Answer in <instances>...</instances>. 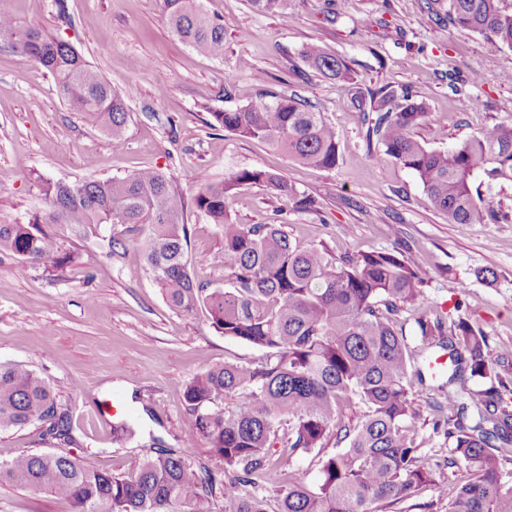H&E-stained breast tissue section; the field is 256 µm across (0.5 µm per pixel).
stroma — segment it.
Here are the masks:
<instances>
[{"label": "stroma", "mask_w": 512, "mask_h": 512, "mask_svg": "<svg viewBox=\"0 0 512 512\" xmlns=\"http://www.w3.org/2000/svg\"><path fill=\"white\" fill-rule=\"evenodd\" d=\"M426 0H289L295 20L253 11L247 0H205L224 25V56L198 54L170 30L163 0H0V11L43 26L73 44L101 76L132 88L124 148L87 126L61 100L53 78L0 43V222L46 217L50 205L34 174L51 182L123 177L152 167L183 195L188 261L196 283L227 288L224 231L200 213L192 175L211 180L265 168L319 198L301 211L263 185H242L231 202L238 224L278 217L305 243L332 254L411 251L418 259L428 311L465 318L488 337L490 354L512 353V183L478 177L474 199L508 214L501 224H452L429 201L415 175L368 145L354 99L385 85L410 87L426 105L415 130L428 147L448 150L482 128L512 118V52H491L484 34L438 26ZM315 42L343 58L353 83L310 70L303 45ZM146 68L132 69L133 60ZM231 96H224L225 84ZM271 89L307 100L335 129L334 169L300 165L286 152L212 130V111L258 100ZM64 268L45 261L18 272L0 255V362L18 363L50 382L70 411L73 451L128 477L145 445L159 438L197 462L219 467L205 438L185 446L184 390L197 374L258 359L259 347L224 337L205 308L184 314L167 305L146 271L139 242L146 225L112 224L93 233L53 224ZM488 278H481V271ZM466 285L453 296L448 284ZM440 412L426 409L410 430L428 465L448 455L434 433ZM134 427L120 443L114 428ZM36 426L0 431V462L54 450ZM0 512H72L53 495L0 484Z\"/></svg>", "instance_id": "stroma-1"}]
</instances>
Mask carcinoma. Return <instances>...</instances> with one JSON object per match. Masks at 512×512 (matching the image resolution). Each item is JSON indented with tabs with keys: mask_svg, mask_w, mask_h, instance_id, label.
Segmentation results:
<instances>
[{
	"mask_svg": "<svg viewBox=\"0 0 512 512\" xmlns=\"http://www.w3.org/2000/svg\"><path fill=\"white\" fill-rule=\"evenodd\" d=\"M171 31L197 52L224 57V24L208 15L203 0H163ZM259 13L291 20L288 0H248ZM448 23L486 36L493 51H512V12L499 0H448ZM0 41L21 59L49 73L61 98L112 144L126 142L128 97L106 82L68 42L35 24L0 12ZM303 62L338 83L352 81L347 62L309 43ZM367 143L409 169L433 206L450 224H494L508 216L475 202L478 176L512 182V119L495 123L451 150H435L414 130L426 106L409 87L385 86L362 110ZM213 130L269 142L296 162L331 170L339 157L335 128L299 96L266 90L256 103L211 113ZM50 204L44 220L0 224V254L25 271L57 253L40 223L98 227L147 224L141 242L145 265L175 311L204 306L224 336L251 343L263 355L226 363L186 385L190 432L186 443L205 437L224 468L215 471L159 441L149 446L138 475L105 471L75 456L69 410L53 388L22 365L0 364V431L40 423L41 438L57 441L54 452L20 454L0 462V482L51 493L73 512H393L440 474L427 466L408 435L420 416L410 397L411 378L425 384L419 352L408 342L402 312L425 303L417 259L402 252H367L336 258L323 246L304 245L277 223L237 224L229 203L247 183L263 184L303 211L318 199L268 170L242 169L212 182L198 173L196 208L224 229V268L230 287L205 292L188 264L185 201L155 168L123 178L51 183L36 176ZM413 336L426 348L448 354L439 373L455 414L444 423L450 443L446 466L470 479L448 499L447 512H512V409L502 371L512 355L491 358L488 336L460 318L445 325L425 312L413 318ZM475 379L480 387L466 382ZM362 415L353 419L354 409ZM346 447L319 458V474L306 481L298 461L324 448L329 435ZM273 472L274 499L246 494Z\"/></svg>",
	"mask_w": 512,
	"mask_h": 512,
	"instance_id": "obj_1",
	"label": "carcinoma"
}]
</instances>
